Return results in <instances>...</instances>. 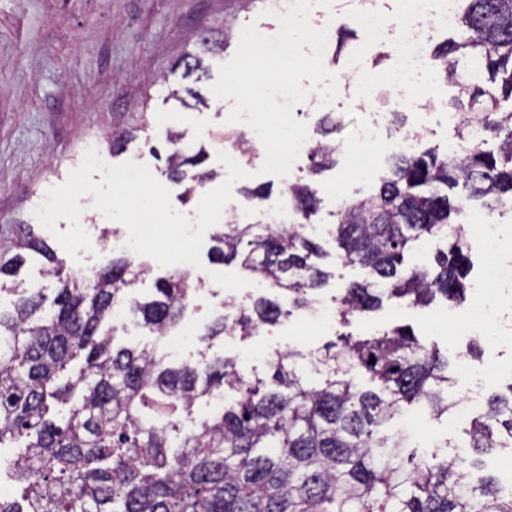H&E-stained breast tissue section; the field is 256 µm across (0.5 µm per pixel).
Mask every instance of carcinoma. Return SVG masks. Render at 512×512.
<instances>
[{"mask_svg": "<svg viewBox=\"0 0 512 512\" xmlns=\"http://www.w3.org/2000/svg\"><path fill=\"white\" fill-rule=\"evenodd\" d=\"M458 37L432 53L434 73L457 88L448 106L460 116L454 150L396 152L377 191L344 199L334 234L341 258L368 271L362 282L338 288L336 317L346 323L383 302L424 305L439 296L456 306L467 300L469 248L452 216L462 212L449 192L462 185L488 213L512 210V0H457ZM324 120L310 172L336 166L343 144ZM171 133L167 179L205 186L202 152L179 146ZM293 210L305 221L319 199L307 183L288 187ZM438 241L432 262L412 261L419 246ZM45 260L42 272L58 287L49 314L33 288L12 289L0 308V446L35 437L9 476L20 498L0 494V512H512V498L488 477L464 492L469 470L434 453L402 451L404 436L388 430L401 404L420 403L439 417L453 406L448 357L399 326L374 339L349 335L320 354L295 348L279 354L270 380H251L232 359L203 365L164 364L154 350L116 348L107 326L112 308L138 279L132 261L114 256L91 278H79L33 224L0 237V278L11 277L25 254ZM322 247L294 227L240 224L224 219L211 258L238 264L277 297H260L236 315L220 314L207 336H243L305 311L328 283ZM188 302L186 276L173 271L155 281L133 310L158 335L180 325ZM83 358L76 377L59 383L68 364ZM362 369L375 388L362 390ZM228 386L235 402L202 418L169 452L182 416L212 389ZM69 405L60 423L49 403ZM477 455L512 446V385L491 394L471 421Z\"/></svg>", "mask_w": 512, "mask_h": 512, "instance_id": "cac0c4a2", "label": "carcinoma"}]
</instances>
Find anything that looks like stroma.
<instances>
[{
  "instance_id": "obj_1",
  "label": "stroma",
  "mask_w": 512,
  "mask_h": 512,
  "mask_svg": "<svg viewBox=\"0 0 512 512\" xmlns=\"http://www.w3.org/2000/svg\"><path fill=\"white\" fill-rule=\"evenodd\" d=\"M273 0H0V229L34 221L35 209L49 189L65 183L77 169L85 141H98L106 151V162L116 165L130 156H140L156 179H163L168 146L159 123L184 133L193 149L207 155L205 169L214 174L209 188L224 181V166L217 148L233 127L226 120L232 103L218 101L212 92L219 68L235 54L238 34L255 24L266 36L275 35L279 24L269 16ZM363 0H333L325 14L333 22L335 37L345 38L344 48L325 58L330 73L345 71L351 53H360L362 69L338 89L332 104L333 117L340 121L338 136L345 144L335 168L312 176L298 172L297 180L310 183L320 200L314 221L334 224L333 214L344 199L370 194L374 175L384 170L394 154L393 144L379 149L373 161V177L359 179L353 158L362 149L355 137L358 126L370 112H382L392 90L380 87V75L392 62L391 48L366 45L358 17ZM205 36L223 37L222 52L207 57L206 76H185L179 58L194 50ZM194 92L208 101L206 108H183L180 99ZM457 117L435 124L426 123L419 108L406 115L408 131L419 133V149L442 150L456 140ZM135 129L134 138L116 154H109L112 134ZM246 178L232 187L237 220L258 224L263 220L261 203L250 200L249 187L270 188V202L288 200L281 177L263 174L258 163L246 165ZM201 268L190 277L204 281V307L194 315L191 337L179 348H164L166 359L191 365L217 357L232 358L246 375L265 376L279 351L294 346L303 352L317 351L337 341L342 333L360 339L381 336L399 325L411 326L417 337L435 343L448 355V375L455 391L467 384L460 370V355L472 352L473 362L495 363L497 375L484 384L485 391H505L512 384V290L496 294L500 323L491 329H472L462 336L458 325L467 320L438 319L447 308L437 301L428 306L406 307L384 302L382 307L348 324L327 328L303 311L282 317L275 334L257 328L251 335L228 332L205 339L207 326L220 311L224 287L236 283L254 288V278L237 265H219L202 257ZM400 413L411 419L408 445L417 454L430 452L436 443L450 444L449 456L471 459L469 422L456 412L433 416L420 404L403 405Z\"/></svg>"
}]
</instances>
